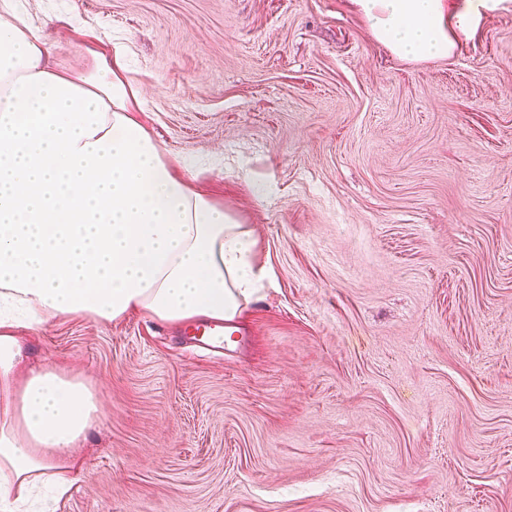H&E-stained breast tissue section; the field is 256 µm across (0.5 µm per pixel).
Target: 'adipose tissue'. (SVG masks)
<instances>
[{
  "label": "adipose tissue",
  "mask_w": 512,
  "mask_h": 512,
  "mask_svg": "<svg viewBox=\"0 0 512 512\" xmlns=\"http://www.w3.org/2000/svg\"><path fill=\"white\" fill-rule=\"evenodd\" d=\"M373 35L408 60L446 58L503 0H353ZM42 28L0 0V512L66 497L75 449L99 407L83 376L19 377L18 327L133 311L168 322L233 320L266 276L235 217L172 171L134 117L120 48L56 67Z\"/></svg>",
  "instance_id": "adipose-tissue-1"
}]
</instances>
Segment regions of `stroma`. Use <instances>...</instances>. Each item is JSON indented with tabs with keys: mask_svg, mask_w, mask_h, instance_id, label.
<instances>
[{
	"mask_svg": "<svg viewBox=\"0 0 512 512\" xmlns=\"http://www.w3.org/2000/svg\"><path fill=\"white\" fill-rule=\"evenodd\" d=\"M126 50L177 175L251 229L247 341L133 312L20 328L100 416L51 512H512V0L408 61L352 0H21Z\"/></svg>",
	"mask_w": 512,
	"mask_h": 512,
	"instance_id": "1",
	"label": "stroma"
}]
</instances>
